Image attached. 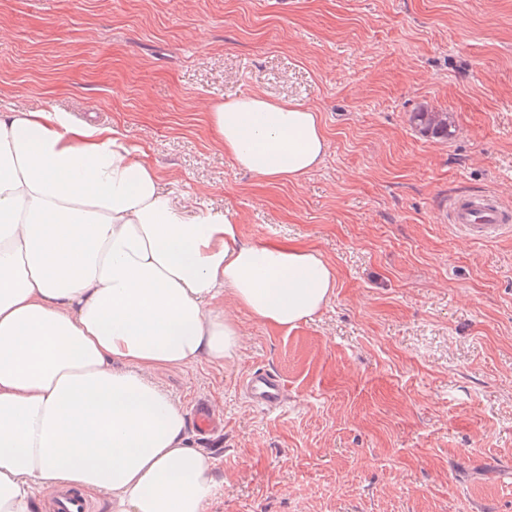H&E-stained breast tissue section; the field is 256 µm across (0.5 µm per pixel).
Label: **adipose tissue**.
Masks as SVG:
<instances>
[{
    "mask_svg": "<svg viewBox=\"0 0 512 512\" xmlns=\"http://www.w3.org/2000/svg\"><path fill=\"white\" fill-rule=\"evenodd\" d=\"M216 143L267 182L328 141L317 112L253 94L212 105ZM115 128L0 109V512L49 492L113 512H207L221 482L160 369L223 364L241 328L313 319L336 274L319 251L244 241L223 211L180 205Z\"/></svg>",
    "mask_w": 512,
    "mask_h": 512,
    "instance_id": "1",
    "label": "adipose tissue"
}]
</instances>
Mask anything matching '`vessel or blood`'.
Returning a JSON list of instances; mask_svg holds the SVG:
<instances>
[{"label":"vessel or blood","mask_w":512,"mask_h":512,"mask_svg":"<svg viewBox=\"0 0 512 512\" xmlns=\"http://www.w3.org/2000/svg\"><path fill=\"white\" fill-rule=\"evenodd\" d=\"M448 222L468 236L494 238L512 231V205L492 194L455 195L448 199ZM241 388L254 406L267 411L281 408L287 396L281 377L262 367L246 374ZM194 426L198 433L209 435L223 428L224 419L209 404L200 401L194 409Z\"/></svg>","instance_id":"1"}]
</instances>
